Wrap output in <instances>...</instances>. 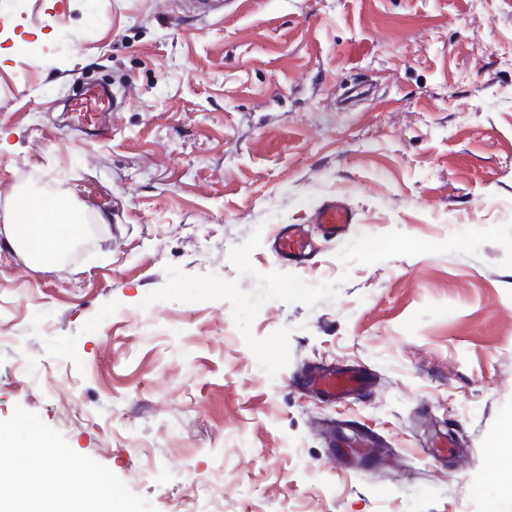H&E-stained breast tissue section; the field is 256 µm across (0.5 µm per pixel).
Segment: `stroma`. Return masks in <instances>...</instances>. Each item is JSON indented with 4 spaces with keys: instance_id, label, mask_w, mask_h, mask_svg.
<instances>
[{
    "instance_id": "stroma-1",
    "label": "stroma",
    "mask_w": 512,
    "mask_h": 512,
    "mask_svg": "<svg viewBox=\"0 0 512 512\" xmlns=\"http://www.w3.org/2000/svg\"><path fill=\"white\" fill-rule=\"evenodd\" d=\"M89 83L103 136L68 113ZM27 189L81 226L49 268L0 239V426L62 480L135 512H512V0H0V217ZM331 196L355 224L281 267ZM273 253L283 266L305 267L313 252V245L303 224H290L279 229L273 238ZM305 385L330 397H342L371 386L370 378L359 369L317 368L305 381Z\"/></svg>"
}]
</instances>
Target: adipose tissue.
Listing matches in <instances>:
<instances>
[{
    "instance_id": "ef3b65f1",
    "label": "adipose tissue",
    "mask_w": 512,
    "mask_h": 512,
    "mask_svg": "<svg viewBox=\"0 0 512 512\" xmlns=\"http://www.w3.org/2000/svg\"><path fill=\"white\" fill-rule=\"evenodd\" d=\"M63 205L52 200H37L29 195H21L14 204L4 223L0 224V237L31 266L49 264L53 257L68 251L73 238L68 225L61 221ZM41 442L36 433H29L25 442L14 439V430L0 427V447L7 449L13 462L7 475L8 482L0 483V500L10 498L20 488L31 486L27 465L33 458L34 448ZM51 461L45 462L39 472L41 482L55 486L56 494L49 501L50 512H85L87 503H96L99 512H113V497L107 483L99 478L83 482H60L56 458L62 457V450L52 452Z\"/></svg>"
}]
</instances>
